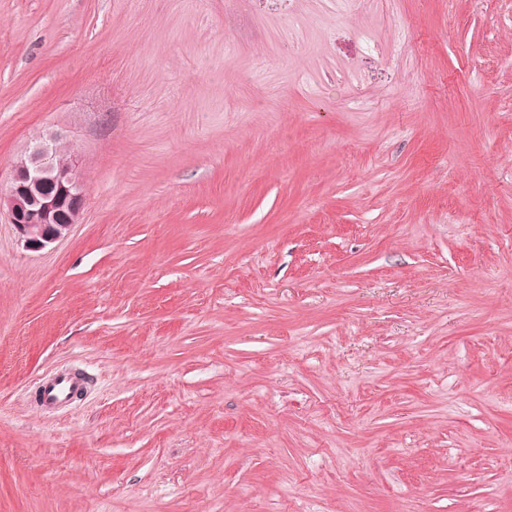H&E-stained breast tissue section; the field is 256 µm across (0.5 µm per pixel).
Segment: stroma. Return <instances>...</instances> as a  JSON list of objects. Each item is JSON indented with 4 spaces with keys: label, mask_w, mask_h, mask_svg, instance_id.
Returning <instances> with one entry per match:
<instances>
[{
    "label": "stroma",
    "mask_w": 512,
    "mask_h": 512,
    "mask_svg": "<svg viewBox=\"0 0 512 512\" xmlns=\"http://www.w3.org/2000/svg\"><path fill=\"white\" fill-rule=\"evenodd\" d=\"M335 7L0 0V512H512V0ZM66 141L51 135L47 142L20 156L8 186L0 188V212L8 215L18 242L28 252L38 253L65 240L79 223L86 199L77 180L79 154L58 146ZM51 185L53 191L45 192ZM64 216V218H61ZM87 383V377L83 374H57L49 380L41 379L37 392L48 404H62L69 401Z\"/></svg>",
    "instance_id": "stroma-1"
}]
</instances>
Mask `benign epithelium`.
<instances>
[{
	"label": "benign epithelium",
	"instance_id": "benign-epithelium-1",
	"mask_svg": "<svg viewBox=\"0 0 512 512\" xmlns=\"http://www.w3.org/2000/svg\"><path fill=\"white\" fill-rule=\"evenodd\" d=\"M54 134L49 140L20 156L13 177L0 188V212L8 215L18 242L28 252L38 253L65 240L79 223L86 199L77 180L79 154L58 158Z\"/></svg>",
	"mask_w": 512,
	"mask_h": 512
}]
</instances>
